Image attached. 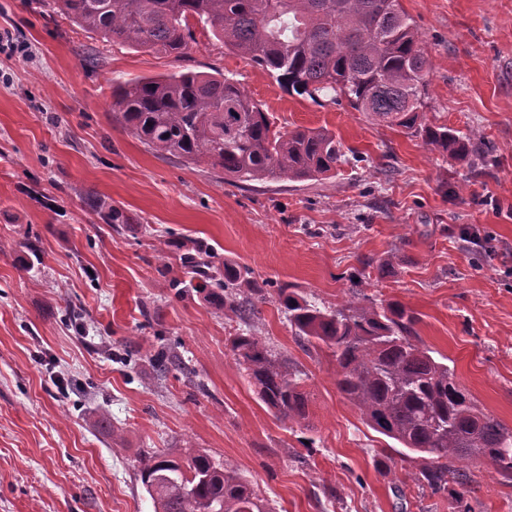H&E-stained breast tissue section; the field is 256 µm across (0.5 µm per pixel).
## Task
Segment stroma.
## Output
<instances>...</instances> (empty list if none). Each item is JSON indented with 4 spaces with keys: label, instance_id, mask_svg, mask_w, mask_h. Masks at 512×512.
Here are the masks:
<instances>
[{
    "label": "stroma",
    "instance_id": "1",
    "mask_svg": "<svg viewBox=\"0 0 512 512\" xmlns=\"http://www.w3.org/2000/svg\"><path fill=\"white\" fill-rule=\"evenodd\" d=\"M431 61L423 120L470 136L460 161L346 100L297 96L202 26L185 55L107 42L40 0H0V512H154L139 458L203 450L272 512H449L425 463L374 431L304 351L278 288L413 311L417 341L512 429V0H400ZM192 70L233 78L286 129L324 128L354 159L319 180L236 182L154 153L113 119L112 86ZM130 221L113 230L96 201ZM491 233L492 256L463 231ZM28 234L35 249H12ZM199 238L265 286L255 325L171 288L162 240ZM81 304L82 325L65 318ZM256 331L307 375L308 428L277 419L230 341ZM195 368L159 376L151 350ZM475 512H512V479L470 463Z\"/></svg>",
    "mask_w": 512,
    "mask_h": 512
}]
</instances>
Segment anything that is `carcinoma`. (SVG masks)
Masks as SVG:
<instances>
[{
	"instance_id": "1",
	"label": "carcinoma",
	"mask_w": 512,
	"mask_h": 512,
	"mask_svg": "<svg viewBox=\"0 0 512 512\" xmlns=\"http://www.w3.org/2000/svg\"><path fill=\"white\" fill-rule=\"evenodd\" d=\"M59 14L107 41L182 56L196 42L191 21L224 48L260 66L288 92L313 100L344 98L373 121L418 134L433 150L462 160L471 139L447 125L421 120L430 75L422 39L400 0H44ZM113 118L160 155L221 169L235 181L316 180L341 162L336 135L326 129L281 130L226 76L178 72L112 86ZM105 224H124L123 211L95 203ZM184 273L219 301L224 315L258 314L251 271L217 274L213 249L194 240L166 241ZM291 331L304 347L324 345L336 361V386L366 422L430 463L413 480L451 499L454 512H473L464 473L450 459L488 460L512 479V429L485 412L448 364L414 341L417 317L393 302L365 304L352 295L320 308L278 289ZM231 350L266 407L282 420L307 426L304 372L253 333L233 338ZM161 371L194 370L171 350L153 355ZM140 481L155 512H271L241 473L204 452L185 457L153 453L138 461Z\"/></svg>"
}]
</instances>
